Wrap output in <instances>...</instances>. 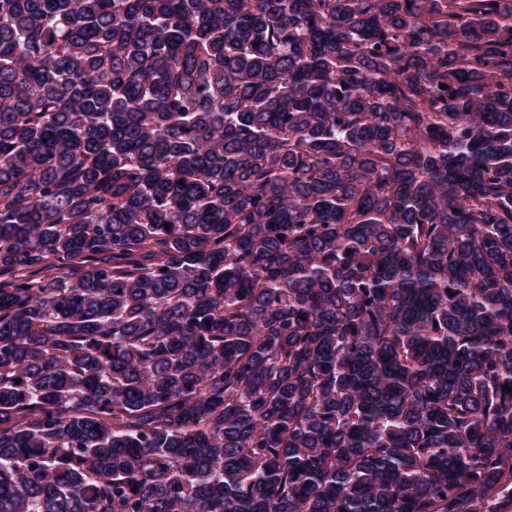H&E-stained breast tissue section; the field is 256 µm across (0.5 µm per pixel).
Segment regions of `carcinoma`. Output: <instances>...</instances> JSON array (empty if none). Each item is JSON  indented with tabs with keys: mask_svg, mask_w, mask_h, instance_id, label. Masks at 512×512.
Instances as JSON below:
<instances>
[{
	"mask_svg": "<svg viewBox=\"0 0 512 512\" xmlns=\"http://www.w3.org/2000/svg\"><path fill=\"white\" fill-rule=\"evenodd\" d=\"M505 385L512 0H0V512H512Z\"/></svg>",
	"mask_w": 512,
	"mask_h": 512,
	"instance_id": "obj_1",
	"label": "carcinoma"
}]
</instances>
